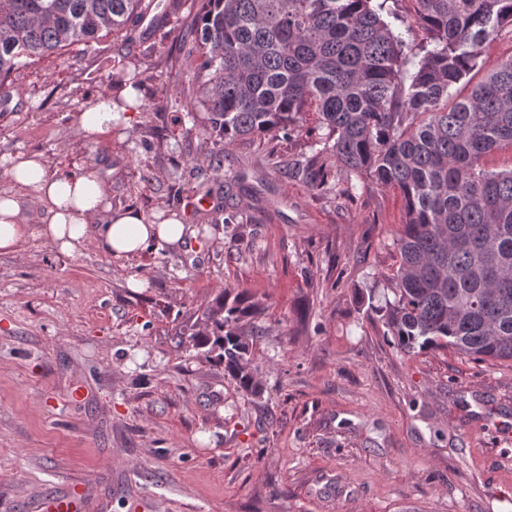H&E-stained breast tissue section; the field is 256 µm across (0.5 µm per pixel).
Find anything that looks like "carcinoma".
Returning a JSON list of instances; mask_svg holds the SVG:
<instances>
[{"label": "carcinoma", "instance_id": "1", "mask_svg": "<svg viewBox=\"0 0 512 512\" xmlns=\"http://www.w3.org/2000/svg\"><path fill=\"white\" fill-rule=\"evenodd\" d=\"M388 0H199L184 63L197 94L176 103L183 120L204 114L208 168L224 148L288 138L313 108L321 137L283 166L325 192L328 159L346 177L398 190L405 223L394 300L379 308L403 352L451 348L477 362L512 360V169L482 158L512 147V56L480 80L478 48L512 26V0H414L428 40L409 62ZM155 0H0V100L8 76L33 58L97 41L151 12ZM413 69H408V64ZM466 96H454L458 84ZM258 306L225 292L190 330L192 348L224 366L244 393Z\"/></svg>", "mask_w": 512, "mask_h": 512}]
</instances>
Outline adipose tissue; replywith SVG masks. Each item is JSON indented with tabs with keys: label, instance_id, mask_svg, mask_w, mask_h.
Segmentation results:
<instances>
[{
	"label": "adipose tissue",
	"instance_id": "adipose-tissue-1",
	"mask_svg": "<svg viewBox=\"0 0 512 512\" xmlns=\"http://www.w3.org/2000/svg\"><path fill=\"white\" fill-rule=\"evenodd\" d=\"M9 175L14 188L0 193V254L14 252L33 232L64 256L90 246L110 256L140 254L176 247L188 236L177 213L155 222L133 208L113 209L97 166L58 177L49 174L42 154L21 152L12 158ZM33 204L42 212L35 227L28 218Z\"/></svg>",
	"mask_w": 512,
	"mask_h": 512
}]
</instances>
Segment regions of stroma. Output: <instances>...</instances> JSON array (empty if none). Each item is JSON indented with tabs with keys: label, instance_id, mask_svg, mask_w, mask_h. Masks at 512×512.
I'll list each match as a JSON object with an SVG mask.
<instances>
[{
	"label": "stroma",
	"instance_id": "1",
	"mask_svg": "<svg viewBox=\"0 0 512 512\" xmlns=\"http://www.w3.org/2000/svg\"><path fill=\"white\" fill-rule=\"evenodd\" d=\"M193 0H171L130 36L73 46L12 73L0 157L42 153L52 173L95 163L113 208L178 212L181 249L58 255L32 234L0 254V512H512V361L449 349L405 353L378 311L392 297L404 209L393 189L317 193L272 169L320 132L236 142L200 185L204 124L169 108L192 90L179 50ZM150 77L112 144L76 119L117 93L123 69ZM236 215L199 225L190 200ZM148 276L146 287L129 278ZM262 304L251 354L260 395L182 343L224 291Z\"/></svg>",
	"mask_w": 512,
	"mask_h": 512
}]
</instances>
